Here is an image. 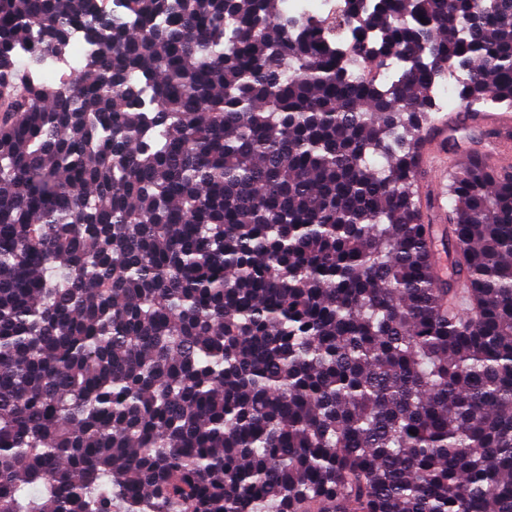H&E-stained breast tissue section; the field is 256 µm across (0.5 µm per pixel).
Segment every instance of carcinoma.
I'll return each instance as SVG.
<instances>
[{"mask_svg":"<svg viewBox=\"0 0 512 512\" xmlns=\"http://www.w3.org/2000/svg\"><path fill=\"white\" fill-rule=\"evenodd\" d=\"M280 3L0 0V512H512V0ZM80 58L77 54L73 53L70 56H66L64 58H48L45 60L42 65L39 75L41 76L43 73L47 75H53L59 71H67L70 74L75 73L79 66ZM51 82H57L60 77L53 75L52 77H47ZM458 79V75L455 73H448L446 74L442 80L440 89L442 92L446 95V97H443V95L440 93L438 89V103L440 104V112H438L437 116L440 118V121H446L448 124H450L456 113L462 114L463 109L460 107V101L457 97V91H456V84H454ZM454 84V85H453ZM453 85V86H452ZM452 86L449 92L447 90ZM478 112H473V121L477 125L487 126L495 134V154L507 158L512 153V110L501 105L477 106ZM502 112V113H487ZM510 112V113H508ZM501 114V115H491ZM455 130L448 129L447 126L437 125L430 129L426 134L425 143L427 146L433 147V151L429 155H421V162L423 165H428L434 168H448V183L449 174L454 165L448 166V139H454Z\"/></svg>","mask_w":512,"mask_h":512,"instance_id":"carcinoma-1","label":"carcinoma"}]
</instances>
